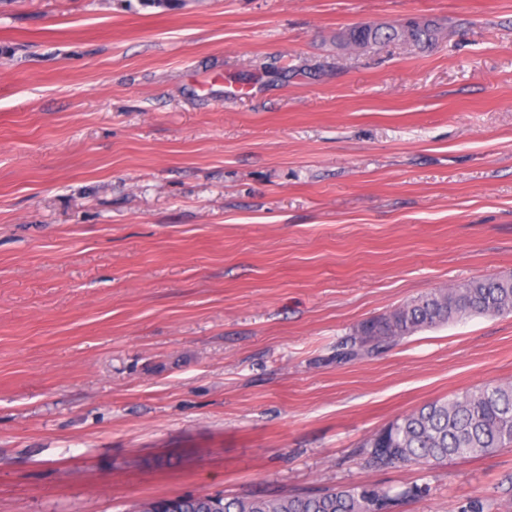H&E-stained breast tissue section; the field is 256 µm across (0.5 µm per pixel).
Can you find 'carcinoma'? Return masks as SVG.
Instances as JSON below:
<instances>
[{"label": "carcinoma", "mask_w": 512, "mask_h": 512, "mask_svg": "<svg viewBox=\"0 0 512 512\" xmlns=\"http://www.w3.org/2000/svg\"><path fill=\"white\" fill-rule=\"evenodd\" d=\"M420 23L381 32L354 28L349 43L365 47L382 39L415 44L433 39ZM512 314V276L474 279L413 298L390 314L361 324L340 356H376L400 340L472 316ZM512 445V382L486 383L451 398L436 399L389 422L361 444L380 466H412L452 458L481 456ZM419 488L401 490L371 485L322 486L300 494L257 493L226 498L201 492L147 502L140 512H161L168 503L179 512H397ZM458 512H512V491L488 502L474 498Z\"/></svg>", "instance_id": "cac0c4a2"}]
</instances>
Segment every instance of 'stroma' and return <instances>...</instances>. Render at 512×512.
I'll return each mask as SVG.
<instances>
[{"instance_id":"stroma-1","label":"stroma","mask_w":512,"mask_h":512,"mask_svg":"<svg viewBox=\"0 0 512 512\" xmlns=\"http://www.w3.org/2000/svg\"><path fill=\"white\" fill-rule=\"evenodd\" d=\"M407 18L432 46L348 45ZM512 274V0H0V512L512 485V447L359 444L512 382V315L340 360L407 300Z\"/></svg>"}]
</instances>
